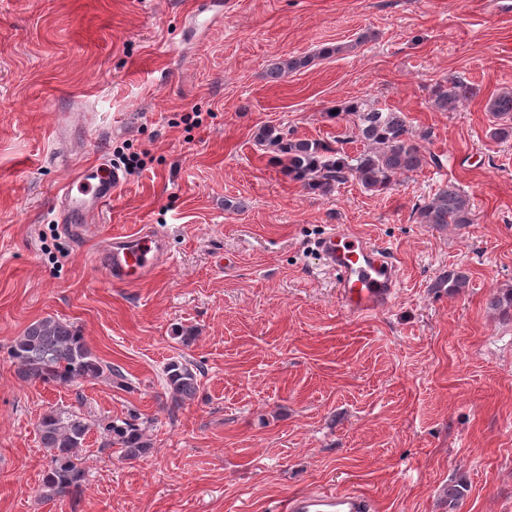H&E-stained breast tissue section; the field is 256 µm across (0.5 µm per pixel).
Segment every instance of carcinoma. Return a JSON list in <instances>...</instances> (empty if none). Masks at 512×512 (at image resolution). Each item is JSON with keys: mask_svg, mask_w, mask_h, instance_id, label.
Instances as JSON below:
<instances>
[{"mask_svg": "<svg viewBox=\"0 0 512 512\" xmlns=\"http://www.w3.org/2000/svg\"><path fill=\"white\" fill-rule=\"evenodd\" d=\"M469 97L464 83L451 80L439 82L433 89V106L444 112H454ZM487 111L501 121L494 137H512V93L498 94L489 99ZM353 117L356 137L363 150L350 158L339 147L320 141L292 139L273 126H263L257 143L274 148L282 156L288 175L311 191L324 195L350 180L371 190H384L400 175L419 170L426 161L422 142L431 138L426 129L414 133L406 116L394 110L366 107L351 102L339 109ZM420 223L435 229L448 225L464 226L475 221L469 196L459 186L448 181L417 208ZM469 274L462 268L448 270L436 287L459 291L467 287ZM489 307L503 315L512 314V289L493 293ZM10 355L23 381L69 385L79 380H94L103 376L122 384V368L105 362L87 345L73 324L55 317L42 318L29 325L10 345ZM204 368L174 360L164 368L166 389L171 400L183 404L192 399L199 388ZM133 416L112 422L105 447L119 448L124 457L136 459L149 448L145 434ZM91 426L85 417L74 411L51 409L36 424L40 447L50 456V468L42 478L40 495L52 500L86 483L87 474L76 463Z\"/></svg>", "mask_w": 512, "mask_h": 512, "instance_id": "cac0c4a2", "label": "carcinoma"}]
</instances>
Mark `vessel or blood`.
<instances>
[{
	"instance_id": "vessel-or-blood-1",
	"label": "vessel or blood",
	"mask_w": 512,
	"mask_h": 512,
	"mask_svg": "<svg viewBox=\"0 0 512 512\" xmlns=\"http://www.w3.org/2000/svg\"><path fill=\"white\" fill-rule=\"evenodd\" d=\"M124 177L115 165L80 169L72 181L57 191L61 220L69 234L81 238L83 229L101 207L122 187ZM326 266L338 275L342 306L363 314L385 309L392 302L399 278L391 251L360 237L341 225L331 226L315 243ZM160 239L145 229L131 237H114L100 249L98 263L116 284L150 277L163 262ZM285 512H372L370 500L356 491L309 492L289 497Z\"/></svg>"
}]
</instances>
